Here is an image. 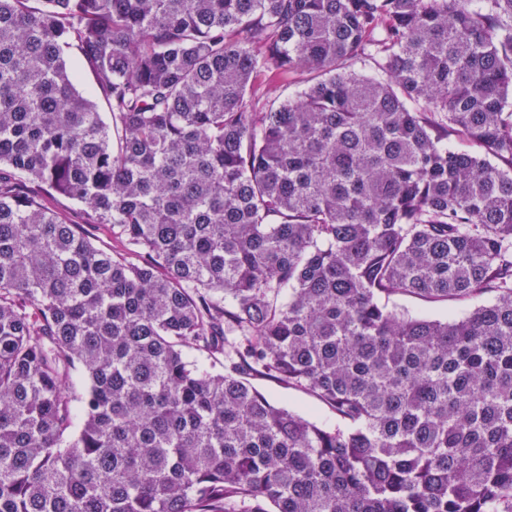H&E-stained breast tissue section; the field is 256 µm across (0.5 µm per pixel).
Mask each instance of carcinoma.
I'll use <instances>...</instances> for the list:
<instances>
[{
	"label": "carcinoma",
	"mask_w": 512,
	"mask_h": 512,
	"mask_svg": "<svg viewBox=\"0 0 512 512\" xmlns=\"http://www.w3.org/2000/svg\"><path fill=\"white\" fill-rule=\"evenodd\" d=\"M0 512H512V0H0ZM493 299V294H486L478 299L466 303H427L413 297L395 298L389 303V307H395L399 311L408 313L411 316L426 317L429 319H443L449 314L461 316L467 310L473 309L480 304H486ZM255 385L273 401L295 411L307 413L312 419L326 425H336V418L313 397L268 380H256Z\"/></svg>",
	"instance_id": "cac0c4a2"
}]
</instances>
